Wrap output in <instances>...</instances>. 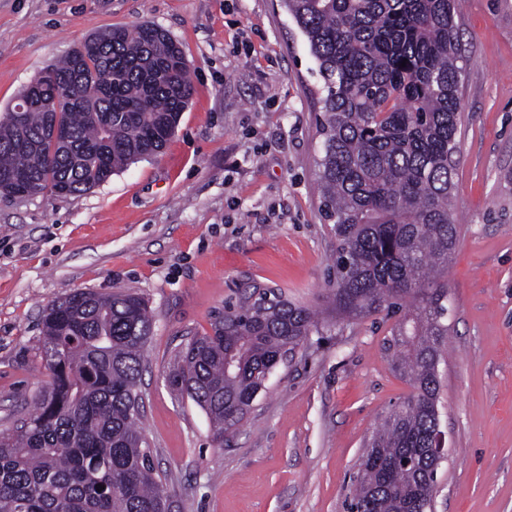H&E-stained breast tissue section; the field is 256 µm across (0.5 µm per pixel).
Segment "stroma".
Segmentation results:
<instances>
[{
    "mask_svg": "<svg viewBox=\"0 0 512 512\" xmlns=\"http://www.w3.org/2000/svg\"><path fill=\"white\" fill-rule=\"evenodd\" d=\"M145 22L192 71L163 152L80 196L0 194V431L49 381L47 306L78 289L138 294L154 316L142 427L171 512H346L366 443L412 392L384 349L391 321L312 333L220 445L167 383L179 344L247 285L321 308L334 279L316 192L322 83L279 0H0V114L90 34ZM458 23L460 232L434 512H512V0H463Z\"/></svg>",
    "mask_w": 512,
    "mask_h": 512,
    "instance_id": "stroma-1",
    "label": "stroma"
}]
</instances>
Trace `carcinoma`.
Returning a JSON list of instances; mask_svg holds the SVG:
<instances>
[{"label": "carcinoma", "mask_w": 512, "mask_h": 512, "mask_svg": "<svg viewBox=\"0 0 512 512\" xmlns=\"http://www.w3.org/2000/svg\"><path fill=\"white\" fill-rule=\"evenodd\" d=\"M461 0H282L322 81L320 210L336 239L334 318H395L388 349L414 395L373 433L349 512H432L448 336L450 204L458 153ZM191 96L160 27L95 34L25 86L0 119V192L80 196L158 155ZM63 129L52 136L53 124ZM319 312L252 286L175 354L168 382L224 443ZM153 319L136 294L76 291L45 311L51 381L0 432V512H169L140 426Z\"/></svg>", "instance_id": "1"}]
</instances>
